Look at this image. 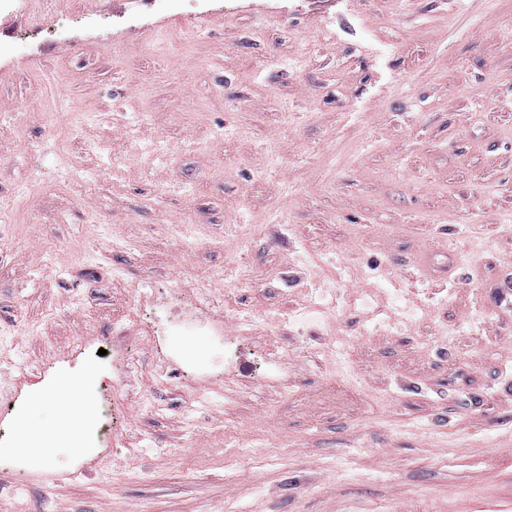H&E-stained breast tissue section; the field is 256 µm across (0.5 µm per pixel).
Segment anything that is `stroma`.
Masks as SVG:
<instances>
[{"mask_svg": "<svg viewBox=\"0 0 512 512\" xmlns=\"http://www.w3.org/2000/svg\"><path fill=\"white\" fill-rule=\"evenodd\" d=\"M78 4L0 9V512H512V0ZM189 294L250 377L159 358Z\"/></svg>", "mask_w": 512, "mask_h": 512, "instance_id": "obj_1", "label": "stroma"}]
</instances>
